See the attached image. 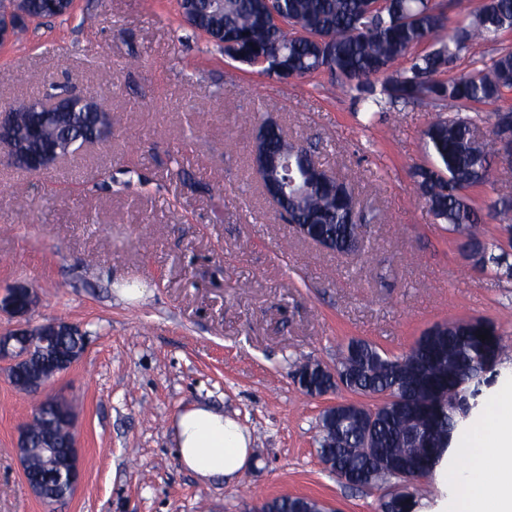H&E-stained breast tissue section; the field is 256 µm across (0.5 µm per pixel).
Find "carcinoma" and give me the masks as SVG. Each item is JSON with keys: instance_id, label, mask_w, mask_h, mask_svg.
I'll return each mask as SVG.
<instances>
[{"instance_id": "cac0c4a2", "label": "carcinoma", "mask_w": 512, "mask_h": 512, "mask_svg": "<svg viewBox=\"0 0 512 512\" xmlns=\"http://www.w3.org/2000/svg\"><path fill=\"white\" fill-rule=\"evenodd\" d=\"M184 20L196 33L221 49L233 44L236 61L284 80L286 75L307 78L324 72L346 90L360 94L366 112H381L386 103L426 104L437 117L424 131L425 144L433 157L418 166L413 179L420 197L434 217L450 231L472 230L469 247L488 254V260L512 276L506 253L495 255L480 239L477 208L465 191L490 180V167L500 153L502 116L512 110H496L497 122L485 139L474 141L473 131L483 117L446 114L450 106L495 105L512 90V52L484 60L482 47L501 34L512 32V0H485L472 7L471 0H452L454 18L432 0H389L381 12L370 9L369 0H224L216 14L211 0H197L194 10L176 0ZM34 17L60 18L48 0H28ZM422 54L414 50L423 45ZM471 58L474 68L446 79L461 56ZM405 60L408 66L394 65ZM288 70L283 74L282 70ZM9 140L36 154L53 157L73 155L94 141L99 128L114 126L120 118L89 90L72 101L68 112L55 113L53 126L36 132L41 111H13ZM267 153L276 155L283 146L279 126L268 128ZM315 150L302 147L291 157L288 178L302 192L288 197V215L296 224L313 225L312 237L332 239L336 250H349L354 226L381 223L378 212L359 208L354 189L344 179H316ZM487 335L483 340L480 335ZM494 353L495 365L467 387H459L457 371ZM507 358L503 338L483 320L455 322L430 337L420 336L401 357H390L362 340L351 341L336 365L340 382L331 380L310 363L296 371L301 389L310 396L326 393L343 384L364 394H388L374 409L373 439L380 449L369 456L361 448L359 420L354 413L336 422V442L324 435L318 452L336 458L339 472L358 481L414 472L428 477L455 450L466 431V422L487 398L498 376V366ZM316 500L283 495L266 501L260 512H304ZM416 493L400 494L379 504V512H414Z\"/></svg>"}]
</instances>
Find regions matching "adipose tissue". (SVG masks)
Returning a JSON list of instances; mask_svg holds the SVG:
<instances>
[{
    "instance_id": "adipose-tissue-1",
    "label": "adipose tissue",
    "mask_w": 512,
    "mask_h": 512,
    "mask_svg": "<svg viewBox=\"0 0 512 512\" xmlns=\"http://www.w3.org/2000/svg\"><path fill=\"white\" fill-rule=\"evenodd\" d=\"M172 428L181 465L204 481H233L251 462L249 431L213 406L185 410ZM459 451L471 463L454 476L457 512H512L511 391L501 394L475 434L462 436Z\"/></svg>"
}]
</instances>
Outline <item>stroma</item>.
I'll return each instance as SVG.
<instances>
[{
	"instance_id": "stroma-1",
	"label": "stroma",
	"mask_w": 512,
	"mask_h": 512,
	"mask_svg": "<svg viewBox=\"0 0 512 512\" xmlns=\"http://www.w3.org/2000/svg\"><path fill=\"white\" fill-rule=\"evenodd\" d=\"M50 77L96 88L123 122L42 174L0 150V296L27 283L40 298L31 324L67 321L89 341L48 388L75 408L81 464L74 495L53 505L16 454L39 398L0 361V512H258L282 495L378 512L401 479L346 485L317 449L327 406L371 408L381 396H308L297 362L335 368L352 339L399 357L456 320H485L512 344V276L472 266L411 176L429 161L423 132L435 112L399 103L365 124L355 93L328 75L283 81L235 62L192 33L175 0L148 11L140 0H75L68 20L28 24L0 46V106L41 97ZM260 116L315 147L360 206L383 213L360 253L323 249L278 217L251 166ZM467 194L485 213L482 239L512 254L487 214L512 198V169L494 165ZM132 285L141 299L120 296ZM197 403L251 434L253 461L234 483L201 482L176 456L172 419ZM29 446H30L29 430L25 429V430H22L19 435L18 442H17L18 448H16V453L19 456V459H20V462L22 465V469H23V474H24L26 481L32 488L35 495L42 501L50 502V504H54V503L63 501L62 499L58 500L54 495L46 496L42 486L30 484L28 477H27V472H28L27 471V467H28V452L27 451H28Z\"/></svg>"
}]
</instances>
